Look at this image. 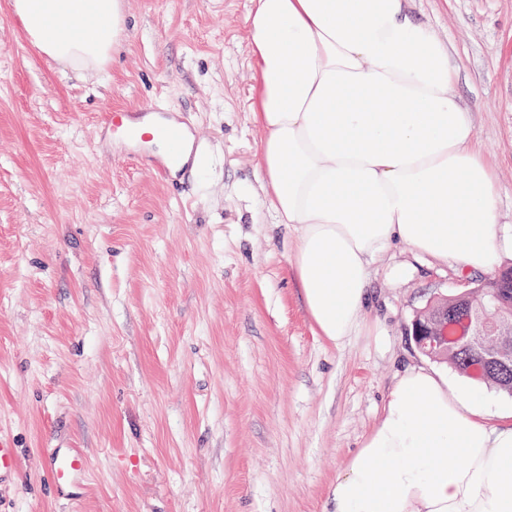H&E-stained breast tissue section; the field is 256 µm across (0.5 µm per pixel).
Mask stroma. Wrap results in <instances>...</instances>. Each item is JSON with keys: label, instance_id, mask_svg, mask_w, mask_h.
I'll return each instance as SVG.
<instances>
[{"label": "stroma", "instance_id": "35a3bbf8", "mask_svg": "<svg viewBox=\"0 0 512 512\" xmlns=\"http://www.w3.org/2000/svg\"><path fill=\"white\" fill-rule=\"evenodd\" d=\"M123 2L111 61L76 72L0 0V439L20 464L0 512H328L398 377L431 363L415 311L489 277L394 246L353 336H318L260 187L251 0ZM412 8L451 49L511 235L512 0ZM116 110L182 123L196 165L159 173L157 145L107 131ZM59 448L89 458L72 500L42 470Z\"/></svg>", "mask_w": 512, "mask_h": 512}]
</instances>
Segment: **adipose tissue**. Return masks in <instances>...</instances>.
Here are the masks:
<instances>
[{"label":"adipose tissue","instance_id":"ef3b65f1","mask_svg":"<svg viewBox=\"0 0 512 512\" xmlns=\"http://www.w3.org/2000/svg\"><path fill=\"white\" fill-rule=\"evenodd\" d=\"M261 181L295 233L292 266L319 333L344 345L370 264L394 245L491 272L512 251L496 181L475 147L448 45L411 0H252ZM30 42L98 68L124 28L121 0H13ZM482 389L413 368L337 475L331 512H512V424L486 423Z\"/></svg>","mask_w":512,"mask_h":512}]
</instances>
